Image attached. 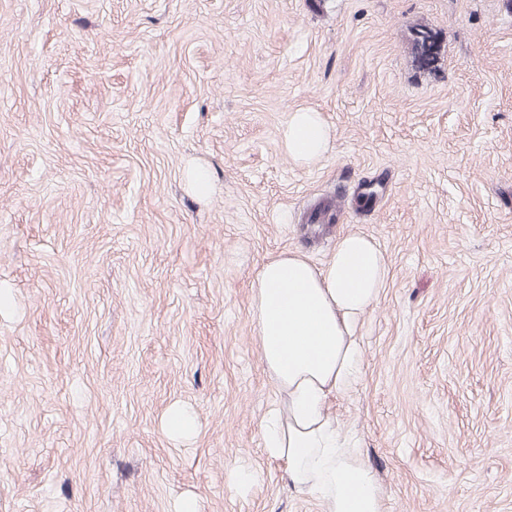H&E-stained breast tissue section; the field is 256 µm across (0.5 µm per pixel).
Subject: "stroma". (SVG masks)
Here are the masks:
<instances>
[{"label":"stroma","mask_w":512,"mask_h":512,"mask_svg":"<svg viewBox=\"0 0 512 512\" xmlns=\"http://www.w3.org/2000/svg\"><path fill=\"white\" fill-rule=\"evenodd\" d=\"M349 232L390 276L330 411L382 512H512V0H0V512H321L263 451L251 294ZM411 47L414 59L421 68H428L437 60L438 44L431 30L425 27L415 28ZM330 134L318 112H295L284 132L288 156L297 162H311L327 150ZM386 189L383 179L366 180L357 188L354 200L359 205L369 206L381 199ZM366 197H368L366 199ZM165 426L167 432L176 437H187L194 430V422L191 415L181 409H174L169 412Z\"/></svg>","instance_id":"stroma-1"}]
</instances>
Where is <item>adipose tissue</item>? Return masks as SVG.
<instances>
[{"label":"adipose tissue","instance_id":"adipose-tissue-1","mask_svg":"<svg viewBox=\"0 0 512 512\" xmlns=\"http://www.w3.org/2000/svg\"><path fill=\"white\" fill-rule=\"evenodd\" d=\"M329 139L317 112L293 113L284 132L297 162L320 158ZM387 274L385 254L354 232L341 236L319 267L299 252L267 259L253 284L254 334L281 398L262 426L264 451L284 464L289 490L316 496L322 512H381L376 476L341 436L329 403L357 376L359 326Z\"/></svg>","mask_w":512,"mask_h":512}]
</instances>
